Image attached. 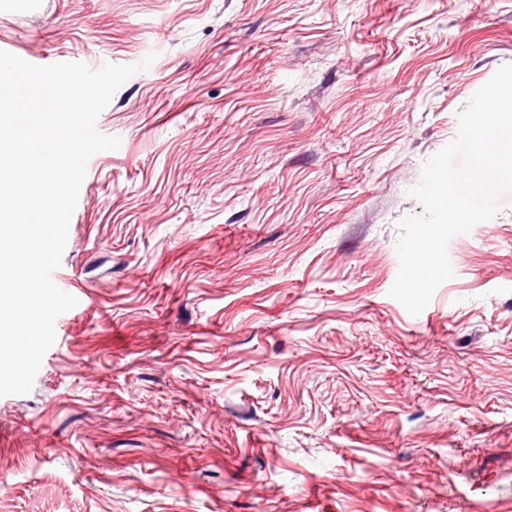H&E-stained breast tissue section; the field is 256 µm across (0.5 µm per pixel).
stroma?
Listing matches in <instances>:
<instances>
[{
  "label": "stroma",
  "instance_id": "obj_1",
  "mask_svg": "<svg viewBox=\"0 0 512 512\" xmlns=\"http://www.w3.org/2000/svg\"><path fill=\"white\" fill-rule=\"evenodd\" d=\"M37 65L136 63L0 397V512H512V193L416 316L398 221L512 63V0H0Z\"/></svg>",
  "mask_w": 512,
  "mask_h": 512
}]
</instances>
